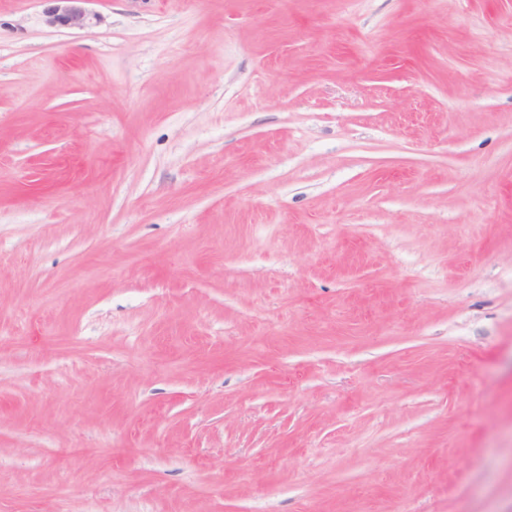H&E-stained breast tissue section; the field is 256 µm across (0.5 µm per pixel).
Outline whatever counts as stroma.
Masks as SVG:
<instances>
[{
    "label": "stroma",
    "instance_id": "1",
    "mask_svg": "<svg viewBox=\"0 0 512 512\" xmlns=\"http://www.w3.org/2000/svg\"><path fill=\"white\" fill-rule=\"evenodd\" d=\"M0 0V512H512V0ZM52 5L45 12L49 26L85 28L93 19L92 14L84 6L90 0H46Z\"/></svg>",
    "mask_w": 512,
    "mask_h": 512
}]
</instances>
